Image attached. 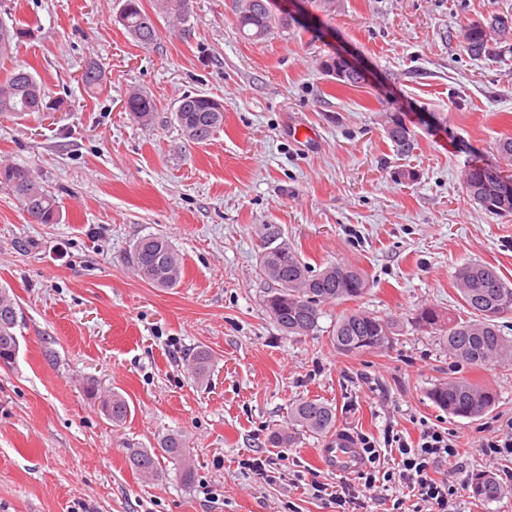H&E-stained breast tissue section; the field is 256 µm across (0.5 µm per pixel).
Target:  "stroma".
<instances>
[{
    "label": "stroma",
    "instance_id": "1",
    "mask_svg": "<svg viewBox=\"0 0 512 512\" xmlns=\"http://www.w3.org/2000/svg\"><path fill=\"white\" fill-rule=\"evenodd\" d=\"M242 0H193L190 37L156 16L143 46L116 21L115 0H0V21L32 25L12 62L39 75L54 109L0 120V163L31 168L62 205L56 224L30 221L0 189V285L25 317L20 351L0 365V512H336L311 483L359 487L320 467L322 436L292 426L291 406L317 399L336 425L380 441L386 429L417 442L422 424L457 436L440 477L458 489L456 512H512V489L475 500L473 474L512 473L481 441L512 419V363L454 362L437 333L416 328L422 308L466 316L455 272L479 262L512 286V215L474 204L471 166L506 168L512 137V45L474 56L463 28L512 0H278L288 29L249 41L236 27ZM341 55L364 80L347 88L321 68ZM105 71L92 94L87 62ZM153 99L149 125L125 109ZM224 106V126L187 144L173 121L186 94ZM412 131L397 154L390 115ZM306 126L316 137L297 139ZM162 233L183 265L181 282L156 288L129 265L132 244ZM288 240L312 271L356 266L369 281L358 300L322 309L314 333L282 335L262 307L263 241ZM396 320L392 349L357 355L332 341L341 315ZM200 347L208 382L190 371ZM492 389L474 419L442 411L430 389L451 378ZM96 380L131 413L116 426L84 388ZM188 439L192 484L170 462L146 483L124 445L153 448L168 431ZM278 430L292 437L274 447ZM274 461L273 477L242 467Z\"/></svg>",
    "mask_w": 512,
    "mask_h": 512
}]
</instances>
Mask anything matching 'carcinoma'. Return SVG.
<instances>
[{
  "mask_svg": "<svg viewBox=\"0 0 512 512\" xmlns=\"http://www.w3.org/2000/svg\"><path fill=\"white\" fill-rule=\"evenodd\" d=\"M156 13L171 18L190 32L191 0H154ZM117 21L137 41L148 45L157 40L159 30L146 11L143 0H123ZM240 32L250 40H260L272 30L288 28V19L276 17L267 0H245L236 17ZM512 28L511 15H497L470 23L462 33L467 51L473 56L489 55L497 49L501 38L497 31ZM30 31L14 24L0 23V59L10 58L12 46L28 37ZM83 86L94 93L102 89L104 75L99 64L88 63L81 74ZM52 109L45 102V90L36 74L22 66L6 71L0 79V118L23 117L30 112ZM126 110L138 122L147 125L153 118L155 103L143 94L128 96ZM173 120L184 138L191 143L207 141L224 125V108L207 96L187 94L174 109ZM387 133L398 152L414 149V141L399 118L390 119ZM512 181L496 170L486 173L480 167L470 168L463 186L469 197L482 209L494 215L512 214V196L501 197L494 192V183ZM0 188L10 191L23 209L36 217L38 224H56L60 219L58 197L42 184L33 171L22 165L0 164ZM129 260L140 278L157 287L173 288L181 280L182 267L176 251L163 234L143 236L133 244ZM260 269L275 286L264 299L266 314L280 332L288 336L307 335L317 329L321 306L334 301H349L361 297L367 290L365 272L352 265H329L314 274L297 251L283 240L277 244L267 241L261 253ZM461 300L474 319L459 320L454 316L440 317L432 308L423 309L418 326L438 329L451 358L466 366L477 367L512 362V339L503 335L499 319L512 314V287L491 267L471 262L460 267L455 275ZM24 327L23 310L14 292L0 287V364H11L20 350L18 331ZM398 323L362 311L344 314L333 333L336 349L345 354H359L392 347L398 335ZM213 365L212 353L203 347L192 353V368L197 380H209ZM429 399L441 410L454 417L476 418L496 403V394L468 380L455 378L436 384ZM101 409L115 425L123 423L130 414L126 398L114 392L101 400ZM295 425L314 434L328 432L335 424L333 408L316 400L303 399L290 410ZM161 453L144 448H127L126 462L141 480L155 481L162 473L159 457L177 466L179 478L189 483L194 471L189 464V446L184 435L171 431L159 441ZM474 497L492 501L500 497L498 480L486 473H477L471 480Z\"/></svg>",
  "mask_w": 512,
  "mask_h": 512,
  "instance_id": "obj_1",
  "label": "carcinoma"
}]
</instances>
